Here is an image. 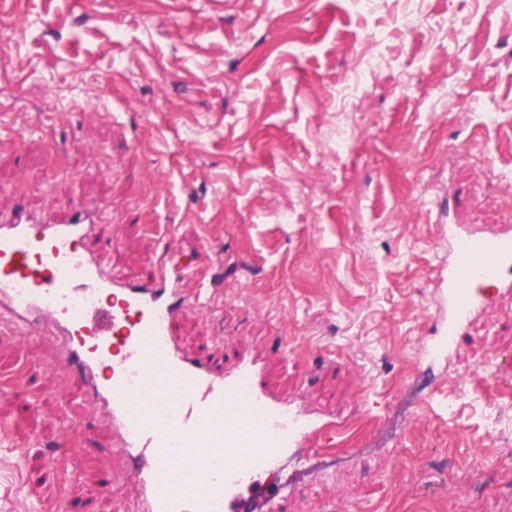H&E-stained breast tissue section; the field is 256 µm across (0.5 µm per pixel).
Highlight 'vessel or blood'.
Masks as SVG:
<instances>
[{"instance_id": "vessel-or-blood-1", "label": "vessel or blood", "mask_w": 512, "mask_h": 512, "mask_svg": "<svg viewBox=\"0 0 512 512\" xmlns=\"http://www.w3.org/2000/svg\"><path fill=\"white\" fill-rule=\"evenodd\" d=\"M96 221L84 207L63 222L0 216V323L24 328L33 316L50 315L62 354L112 423L140 512H224L239 476L311 431L262 395L253 367L217 374L184 354L173 318L202 306L199 293L181 286L185 269L167 250L149 280L108 274L86 246ZM451 239L448 290L463 319L478 306V288L512 267V230ZM203 448L224 456H200ZM174 458L188 473L178 489Z\"/></svg>"}]
</instances>
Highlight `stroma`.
Here are the masks:
<instances>
[{"label": "stroma", "instance_id": "35a3bbf8", "mask_svg": "<svg viewBox=\"0 0 512 512\" xmlns=\"http://www.w3.org/2000/svg\"><path fill=\"white\" fill-rule=\"evenodd\" d=\"M86 201L108 272L196 270L185 351L323 428L237 512H512V293L448 299L449 225L512 226V0H0V211ZM113 439L0 331V512H130Z\"/></svg>", "mask_w": 512, "mask_h": 512}]
</instances>
